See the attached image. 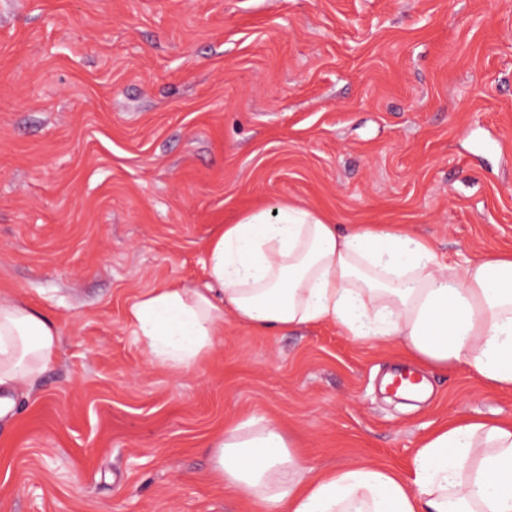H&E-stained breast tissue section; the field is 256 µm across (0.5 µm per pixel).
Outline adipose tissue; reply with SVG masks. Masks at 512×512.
Returning a JSON list of instances; mask_svg holds the SVG:
<instances>
[{"label":"adipose tissue","instance_id":"1","mask_svg":"<svg viewBox=\"0 0 512 512\" xmlns=\"http://www.w3.org/2000/svg\"><path fill=\"white\" fill-rule=\"evenodd\" d=\"M205 272L204 287L160 286L129 307L150 362L190 368L229 321L270 334L331 322L359 342L397 340L416 364H463L512 389V253L445 264L409 225L341 226L284 205L225 225ZM57 346L49 320L0 296V387L37 378ZM210 446L213 475L258 512H512V423L452 420L424 439L406 475L381 465L314 471L263 417Z\"/></svg>","mask_w":512,"mask_h":512}]
</instances>
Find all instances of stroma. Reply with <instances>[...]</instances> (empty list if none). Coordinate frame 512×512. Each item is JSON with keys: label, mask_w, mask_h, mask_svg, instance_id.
<instances>
[{"label": "stroma", "mask_w": 512, "mask_h": 512, "mask_svg": "<svg viewBox=\"0 0 512 512\" xmlns=\"http://www.w3.org/2000/svg\"><path fill=\"white\" fill-rule=\"evenodd\" d=\"M285 204L512 251V0H0V295L58 332L0 390V512H254L207 448L252 416L315 470L402 473L452 418L512 421L463 367L400 411L396 343L332 323L151 363L128 306L203 286L208 240Z\"/></svg>", "instance_id": "obj_1"}]
</instances>
